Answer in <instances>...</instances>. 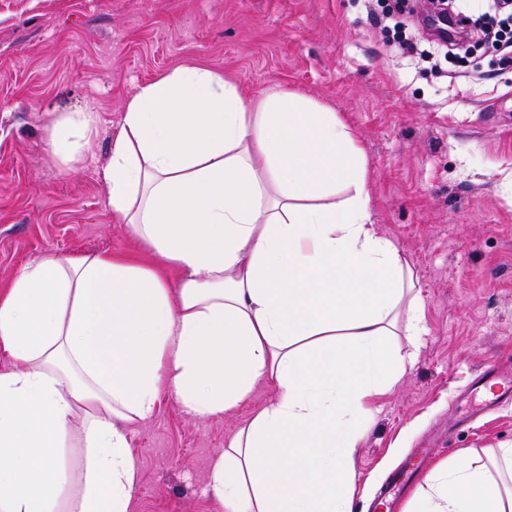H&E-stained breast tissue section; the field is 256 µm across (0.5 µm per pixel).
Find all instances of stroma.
<instances>
[{"label": "stroma", "instance_id": "35a3bbf8", "mask_svg": "<svg viewBox=\"0 0 512 512\" xmlns=\"http://www.w3.org/2000/svg\"><path fill=\"white\" fill-rule=\"evenodd\" d=\"M395 0H0V283L46 256L139 251L114 223L102 171L137 87L203 63L249 96L278 86L332 107L367 158L374 227L407 260L425 332L411 368L369 403L354 506L413 449L431 464L512 444V404L453 431L479 396L468 377L512 363V66L471 45L441 71L392 47L369 13ZM93 104L91 152L55 163L54 112ZM278 398L261 383L233 412L200 419L163 398L130 432L129 512H219L209 487L225 441Z\"/></svg>", "mask_w": 512, "mask_h": 512}]
</instances>
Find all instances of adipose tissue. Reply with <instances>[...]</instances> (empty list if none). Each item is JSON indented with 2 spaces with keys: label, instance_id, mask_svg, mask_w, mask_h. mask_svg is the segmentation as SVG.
Listing matches in <instances>:
<instances>
[{
  "label": "adipose tissue",
  "instance_id": "1",
  "mask_svg": "<svg viewBox=\"0 0 512 512\" xmlns=\"http://www.w3.org/2000/svg\"><path fill=\"white\" fill-rule=\"evenodd\" d=\"M93 107L56 112L52 159L80 160ZM366 157L331 108L256 97L203 64L127 100L103 171L115 223L151 254L45 257L0 288V512H129L132 426L165 395L196 417L279 391L210 469L223 512H352L368 401L413 363V273L377 234ZM82 449L73 478L64 445ZM501 472L436 465L410 512H512Z\"/></svg>",
  "mask_w": 512,
  "mask_h": 512
}]
</instances>
